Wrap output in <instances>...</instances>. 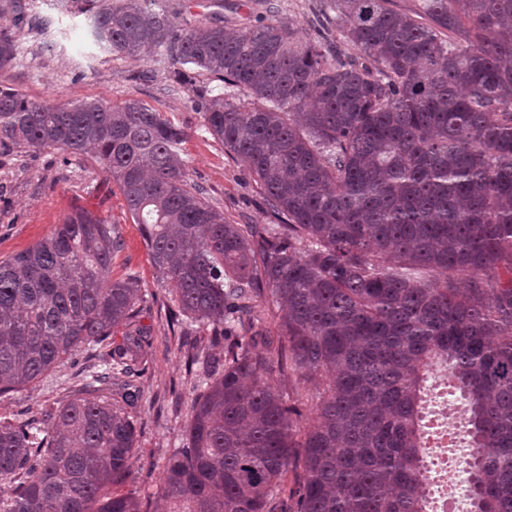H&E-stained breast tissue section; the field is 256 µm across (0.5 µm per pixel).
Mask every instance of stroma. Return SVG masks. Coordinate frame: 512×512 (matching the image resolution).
Segmentation results:
<instances>
[{
  "label": "stroma",
  "instance_id": "35a3bbf8",
  "mask_svg": "<svg viewBox=\"0 0 512 512\" xmlns=\"http://www.w3.org/2000/svg\"><path fill=\"white\" fill-rule=\"evenodd\" d=\"M29 17L46 22L44 32L21 28L23 58L0 70V88L44 103L98 100L119 104L138 99L182 127L180 153L188 177L203 188L208 202L233 224H264L261 189L239 159L227 153L203 126L192 91L180 88L174 66L157 56L118 57L91 40L88 0H24ZM276 18L293 22L307 39L321 37L319 0H277ZM82 207L117 225L123 247L112 257V279L136 277L141 285L139 323L151 347L136 383L140 394L125 412L137 429L131 459L134 487L143 512H160L158 489L164 465L181 443L194 397V376L180 329L171 327L167 305L171 285L160 279L141 225L126 208L118 184L93 154L54 147L0 150V258L32 247ZM101 350L85 346L40 380L0 399V418L26 419L57 405L98 370Z\"/></svg>",
  "mask_w": 512,
  "mask_h": 512
}]
</instances>
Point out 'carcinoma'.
Wrapping results in <instances>:
<instances>
[{
  "instance_id": "carcinoma-1",
  "label": "carcinoma",
  "mask_w": 512,
  "mask_h": 512,
  "mask_svg": "<svg viewBox=\"0 0 512 512\" xmlns=\"http://www.w3.org/2000/svg\"><path fill=\"white\" fill-rule=\"evenodd\" d=\"M422 4L322 0L359 57L277 19L180 29L166 0L91 15L108 52L164 56L189 90L199 70L224 82L198 95L203 127L256 176L276 224L228 223L187 181L184 130L139 100L0 89V146L91 152L172 285L199 375L164 512H427L424 410L442 372L469 414L473 512H512V0ZM19 53L0 24V69ZM121 247L77 208L0 260V398L108 348L65 402L0 419V512H141L122 404L151 343L138 282L109 279ZM259 298L285 307L276 343L257 341ZM275 371L318 382L290 404Z\"/></svg>"
}]
</instances>
